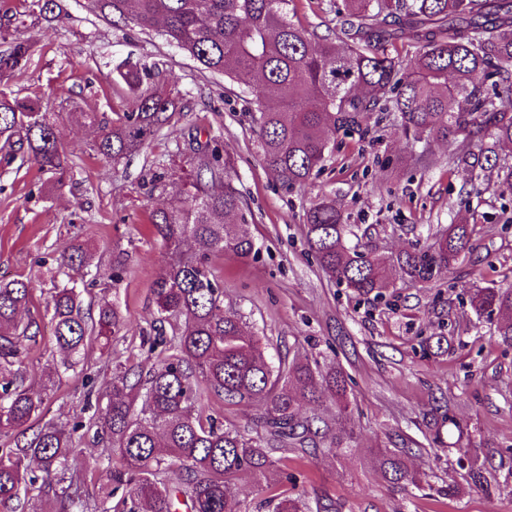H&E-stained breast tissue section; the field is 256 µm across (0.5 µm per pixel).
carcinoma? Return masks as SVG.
<instances>
[{"label":"carcinoma","instance_id":"cac0c4a2","mask_svg":"<svg viewBox=\"0 0 512 512\" xmlns=\"http://www.w3.org/2000/svg\"><path fill=\"white\" fill-rule=\"evenodd\" d=\"M104 17L131 22L142 30L161 26L166 41L189 54L202 69L229 79L257 74L264 89L249 88L256 106L261 156L287 190L304 187L320 173L330 152L327 130L364 131L374 112L397 115L408 140L426 135L447 142L461 135L469 142L494 137L493 146L512 151V0H345L335 39L320 38L293 22V0H90ZM37 20L61 17L60 0H38ZM397 43L417 48L413 66L389 56ZM33 43L11 38L0 51V78L26 68ZM494 79L505 100L496 101L474 84V75ZM131 89L142 81L135 67H117ZM177 112L160 92L136 95L131 111L115 118L94 112L73 116L102 127L97 152L112 163L139 153ZM193 181L180 205L153 212L151 223L170 251L154 281L159 322L172 325V338L158 342L172 353L144 383L113 378L106 404L91 423L104 430L119 450L121 470H106L102 502L118 498L102 512H242L230 486L241 476H265L276 452H319L318 418L300 414L302 398L329 395L336 413L348 419V378L333 363L306 358L273 362L262 337L244 316L224 309V288L209 260L233 252L257 253L242 196L234 186V159L215 139L192 147ZM30 162L62 187L71 170L60 144L53 112L0 92V164ZM455 162L479 177L496 171L497 183L512 193V165H491L484 152H465ZM349 225L336 205L323 199L306 213L308 248L330 281L357 298L383 299L394 287L390 270L412 284L444 279L470 249L473 228L450 224L435 242L412 245L390 257L346 245ZM93 255L80 244L63 248L54 270L46 311L50 314L59 365L70 370L94 342H109L118 311L106 304L98 319L82 314L81 291L70 271L92 266ZM460 295L478 315L500 316L502 343L512 346V287H462ZM30 299L28 282L0 281V434H15V447L0 452V506L51 495L54 512H84L71 471V432L49 423L25 437L39 414L42 398L11 371L40 324L19 312ZM205 394L226 404L255 402L262 408L264 435L253 441L226 428L199 407ZM353 428H343L330 449L352 447ZM409 448H386L378 463L394 486L420 488L407 466ZM271 512H311L306 497L277 494L266 501Z\"/></svg>","mask_w":512,"mask_h":512}]
</instances>
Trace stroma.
<instances>
[{"instance_id": "1", "label": "stroma", "mask_w": 512, "mask_h": 512, "mask_svg": "<svg viewBox=\"0 0 512 512\" xmlns=\"http://www.w3.org/2000/svg\"><path fill=\"white\" fill-rule=\"evenodd\" d=\"M64 17L24 29L34 43L20 73L0 79V91L60 113L58 137L73 152L65 188L28 163L0 172V280L22 278L31 288L26 317L46 321V269L69 244L89 245L101 272L83 294L82 309L97 319L113 303L121 321L108 351L92 347L77 370L60 374L42 395L33 427L48 422L84 425L88 394H101L132 365L149 370L163 346L144 343L157 319L151 285L169 252L150 224L153 210L179 204L190 188V136L218 138L235 158L233 183L252 220L260 249L248 258L211 257L225 306L239 310L264 337L270 357H309L340 364L348 375L353 451L308 457L274 454L266 478L240 477L234 496L256 505L272 495L305 494L336 512H512V347L497 336V316H477L457 288L512 286V194L495 180H475L453 164L470 143L409 146L394 115L370 123L366 135L330 133L332 152L305 190H285L265 166L253 107L240 82L207 72L186 53L140 28L112 27L88 0H62ZM293 20L334 37L343 0H294ZM126 64L174 75L179 111L140 154L119 165L94 151L95 128L77 112L131 111L133 91L116 76ZM424 153L414 161L412 150ZM332 199L362 244L391 255L408 243L429 245L451 224L474 227L472 249L447 278L421 288L393 273L384 299H359L326 278L310 256L304 220L321 198ZM121 277L110 280L112 269ZM442 347H435L437 337ZM206 413L225 427L258 437V405H229L205 397ZM381 448H407L421 489L393 488L376 463ZM75 479L88 512H100L98 486L107 466H121L103 436L82 428L73 439ZM483 464V483L469 471Z\"/></svg>"}]
</instances>
